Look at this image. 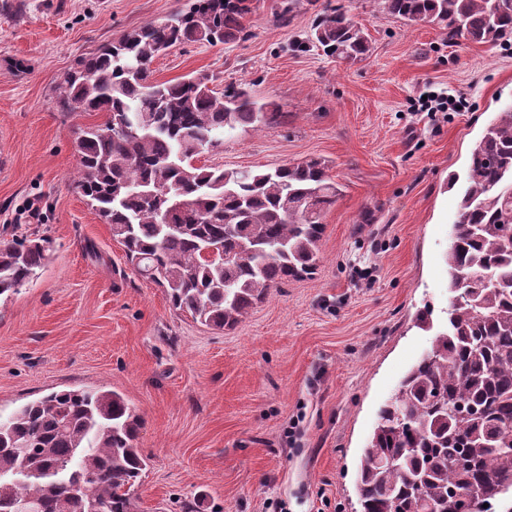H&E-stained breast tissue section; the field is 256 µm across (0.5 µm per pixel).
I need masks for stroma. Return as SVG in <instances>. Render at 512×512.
I'll return each instance as SVG.
<instances>
[{
    "mask_svg": "<svg viewBox=\"0 0 512 512\" xmlns=\"http://www.w3.org/2000/svg\"><path fill=\"white\" fill-rule=\"evenodd\" d=\"M283 2L252 0L243 39L179 45L151 65L156 80L206 74L283 114L199 164L319 157L341 189L316 274L222 331L173 311L127 264L74 186L75 132L102 117L56 99L80 58L192 0H0V231L53 241L33 283L0 299V416L53 391L122 394L144 419L138 512H356L379 410L447 326L450 180L512 106V46L449 42L376 0H303L284 25ZM329 7L367 32L365 59L310 44ZM444 88L461 97L457 111H419L420 96ZM32 201L41 222L27 218Z\"/></svg>",
    "mask_w": 512,
    "mask_h": 512,
    "instance_id": "35a3bbf8",
    "label": "stroma"
}]
</instances>
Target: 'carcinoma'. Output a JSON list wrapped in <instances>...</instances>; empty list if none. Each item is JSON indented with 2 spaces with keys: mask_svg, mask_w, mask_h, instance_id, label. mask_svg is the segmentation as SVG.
<instances>
[{
  "mask_svg": "<svg viewBox=\"0 0 512 512\" xmlns=\"http://www.w3.org/2000/svg\"><path fill=\"white\" fill-rule=\"evenodd\" d=\"M410 24L436 23L448 40L512 41V0H379ZM250 0H194L81 58L57 85V103L97 112L78 132L76 188L110 225L127 262L164 289L176 310L224 330L272 289L310 276L322 217L340 195L321 158L273 170L198 166L235 131L282 117L248 90L218 92L206 76L159 82L153 61L177 43L241 37ZM312 42L328 55L370 52L341 9L317 20ZM214 247L224 256L202 257ZM52 251L46 237H0V296L28 286ZM453 293L435 336L381 408L360 460V512H493L512 494V107L471 153L446 253ZM142 419L115 391L52 392L0 419V512H137L147 459Z\"/></svg>",
  "mask_w": 512,
  "mask_h": 512,
  "instance_id": "1",
  "label": "carcinoma"
}]
</instances>
